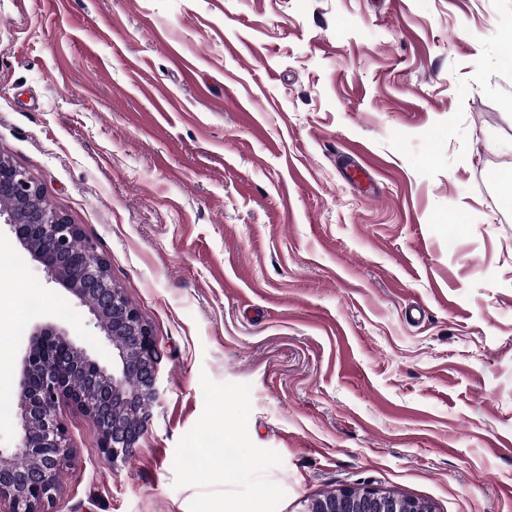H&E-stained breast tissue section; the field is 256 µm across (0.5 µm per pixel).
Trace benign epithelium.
Masks as SVG:
<instances>
[{
    "label": "benign epithelium",
    "instance_id": "obj_1",
    "mask_svg": "<svg viewBox=\"0 0 512 512\" xmlns=\"http://www.w3.org/2000/svg\"><path fill=\"white\" fill-rule=\"evenodd\" d=\"M40 185L9 159L0 157V209L20 245L58 283L85 304L96 327L112 345V369L90 357L52 324L32 333L24 357L18 402L19 442L11 454L0 450V512H56L58 475L72 456L60 406L82 411L96 426L103 454L127 457L144 435L149 408L158 399L156 370L160 353L152 330L112 282L110 266L96 245L84 239L81 257L73 244L81 227L42 203ZM125 405L130 421L114 415ZM27 461L24 470L15 467ZM305 512H435L416 498L366 483L313 498Z\"/></svg>",
    "mask_w": 512,
    "mask_h": 512
}]
</instances>
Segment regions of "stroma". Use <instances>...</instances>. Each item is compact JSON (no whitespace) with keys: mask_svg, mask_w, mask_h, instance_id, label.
<instances>
[{"mask_svg":"<svg viewBox=\"0 0 512 512\" xmlns=\"http://www.w3.org/2000/svg\"><path fill=\"white\" fill-rule=\"evenodd\" d=\"M511 28L512 0H0V156L161 351L129 458L61 408V512H303L363 482L512 512ZM1 248L0 405L38 325L111 365L4 223Z\"/></svg>","mask_w":512,"mask_h":512,"instance_id":"obj_1","label":"stroma"}]
</instances>
